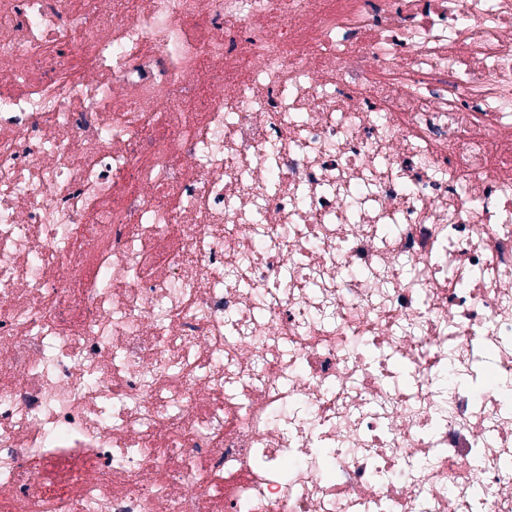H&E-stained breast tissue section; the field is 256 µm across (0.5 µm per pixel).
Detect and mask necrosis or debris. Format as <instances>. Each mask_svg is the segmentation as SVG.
Returning a JSON list of instances; mask_svg holds the SVG:
<instances>
[{
  "label": "necrosis or debris",
  "instance_id": "4bbe7bcc",
  "mask_svg": "<svg viewBox=\"0 0 512 512\" xmlns=\"http://www.w3.org/2000/svg\"><path fill=\"white\" fill-rule=\"evenodd\" d=\"M512 512V0H0V512Z\"/></svg>",
  "mask_w": 512,
  "mask_h": 512
}]
</instances>
